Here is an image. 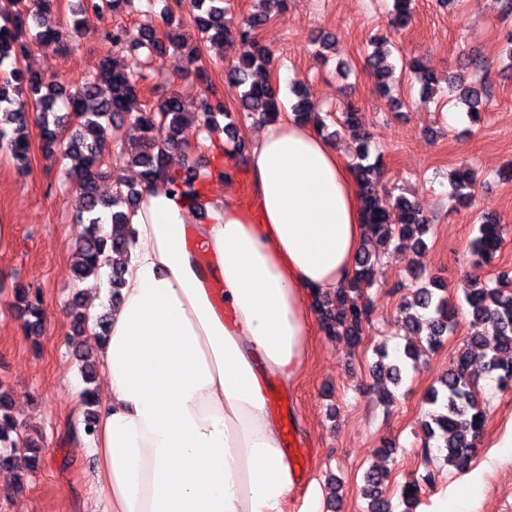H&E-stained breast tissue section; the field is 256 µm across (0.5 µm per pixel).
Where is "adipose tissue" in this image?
<instances>
[{"label":"adipose tissue","instance_id":"1","mask_svg":"<svg viewBox=\"0 0 512 512\" xmlns=\"http://www.w3.org/2000/svg\"><path fill=\"white\" fill-rule=\"evenodd\" d=\"M248 176L250 200L206 196L202 222L164 179L142 191L99 343L93 512H286L296 474L266 383L303 372L309 298L351 276L367 226L312 124L261 125Z\"/></svg>","mask_w":512,"mask_h":512}]
</instances>
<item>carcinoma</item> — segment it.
I'll return each instance as SVG.
<instances>
[{
  "label": "carcinoma",
  "mask_w": 512,
  "mask_h": 512,
  "mask_svg": "<svg viewBox=\"0 0 512 512\" xmlns=\"http://www.w3.org/2000/svg\"><path fill=\"white\" fill-rule=\"evenodd\" d=\"M131 0H76L75 13L91 10L99 15L120 14ZM15 9L0 23V150L16 161L20 170L29 166L31 149L28 127L31 113H36L40 147L43 153L58 155L70 161L66 177L79 194L80 207L75 223L82 227L73 264L74 276L83 280L100 272L107 254H123L132 240L130 217L141 189L161 176H167L172 191L195 206L212 181L224 180V169L205 170L189 159V145L182 139L186 125L195 122L208 131L216 127V115L224 113L223 100L215 93L203 90L193 95L172 91L159 98L147 109L139 108L146 75L141 71L116 69L110 59H104L99 71L84 79L75 90L48 71H32L22 67V58L35 47L67 48L68 42H78L84 36L79 20L74 19L67 32L57 25L58 0H14ZM198 11L194 17L201 40L219 50L236 41L250 44L237 61L224 66V84L236 94L242 111L255 121H266L281 112L279 89L271 80L274 63L272 51L251 37V32L265 26L273 11L281 10L285 0H258V8L245 24L233 26L227 19L224 0H191ZM412 0H394L391 25L402 27L411 17ZM163 28L142 25L136 30L120 26L106 32L105 39L117 46L130 43L148 50L149 67L153 60L173 50L181 53L187 72L200 82L206 81L202 64V46L189 44L181 35L170 31L174 21L171 6L161 16ZM9 69H3V66ZM459 98L467 107L472 122L481 121L489 98L482 82L459 85ZM297 121L311 123L323 129L324 121L303 88L297 90V102L292 106ZM356 105H346L341 119L343 129L356 144V162L352 171L365 201L366 223L370 232L359 253L356 268L346 283L332 296L315 294L317 312L326 336L338 338L353 348L359 344L363 324L369 322L371 306L368 289L372 287V270L380 257V248L394 239L411 240L414 248L425 247L423 235L429 230V219L412 201L399 197L393 210L378 203L383 170L379 163L368 162L369 134L361 128ZM129 121L134 147L127 150L123 142L112 138L117 122ZM133 164L141 168V183L126 184L105 199L98 194V183L111 174L108 160ZM474 174L466 170L457 174L455 189L461 197L471 196L475 189ZM112 224L110 233L102 231L103 216ZM504 226L491 216L480 218L479 235L472 243L474 265L482 268L491 263L503 240ZM110 301L120 299L123 270L111 265L108 276ZM512 276L498 275L497 285L476 275L466 282L465 301L470 317V335L459 351L456 361L432 387L426 403L433 407L424 433L437 441L425 444L423 454L431 457L432 450L443 454L448 464L464 469L470 465L477 439L484 423L478 409L475 389L478 382L470 374L474 351H482L484 372L499 384L512 382ZM445 286L436 281L432 287L420 286L411 291V298L402 305L404 326L418 344L406 346L393 360L386 351L376 371L399 383L409 363L417 361L422 351L440 345L455 324L456 313L448 298L442 295ZM16 299L24 317L25 331L38 335L42 327V297L40 290L22 289ZM77 360L86 383L93 381L97 360L88 351H78ZM84 406L85 435L95 427L98 394L87 387L81 397ZM43 448L11 413V398L0 390V468L17 472L23 480L27 472L40 467ZM387 474L373 469L364 477L363 495L368 499L369 512H391L384 497Z\"/></svg>",
  "instance_id": "1"
}]
</instances>
